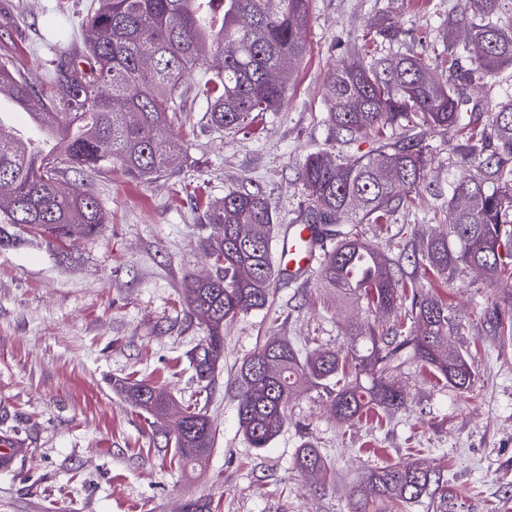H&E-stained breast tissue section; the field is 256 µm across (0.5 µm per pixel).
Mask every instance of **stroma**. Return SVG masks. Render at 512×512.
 Here are the masks:
<instances>
[{"mask_svg": "<svg viewBox=\"0 0 512 512\" xmlns=\"http://www.w3.org/2000/svg\"><path fill=\"white\" fill-rule=\"evenodd\" d=\"M91 0H0L10 15L0 48L10 49L27 77L43 85L55 53L80 54L61 36L63 19L79 23ZM462 0H309L306 54L277 112L259 115L253 130L216 132L201 105L183 114L178 133L183 169L148 185L118 170L65 172L62 184H83L108 212L90 237L58 242L9 225L14 241L0 246V433L27 451L0 472V512H182L194 499L213 512H349L353 481L364 471L418 460L443 470L448 497L424 496L408 512H512V340L488 318L512 306V280H491L459 267L438 288L465 329L452 336L475 370L469 390L437 382L413 366L396 384L405 408L369 411L340 423L322 389L293 396L287 422L268 448H251L238 429L241 361L266 341L341 351L346 326L368 316L366 304L336 301L317 276L278 275L269 307L241 315L224 329V360L211 384L198 382L191 353L204 332L183 311L187 275L209 271L207 237L197 200L231 188L260 189L277 231L298 223L305 197L298 179L307 155L363 154L371 138L345 146L326 120L329 73L369 38L385 15L402 31L400 50L440 45L442 24ZM512 91V66L475 73L465 89L477 105L467 118L489 128L491 110ZM428 178L412 205L390 224L364 225L366 242L413 274L414 252L448 228V189L459 177L468 143L457 130L428 129ZM145 378L177 406L207 403L215 429L211 454L189 470L173 461L165 415L146 421L112 388ZM326 460L328 476L294 464L304 445Z\"/></svg>", "mask_w": 512, "mask_h": 512, "instance_id": "1", "label": "stroma"}]
</instances>
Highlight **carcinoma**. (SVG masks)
I'll use <instances>...</instances> for the list:
<instances>
[{
	"mask_svg": "<svg viewBox=\"0 0 512 512\" xmlns=\"http://www.w3.org/2000/svg\"><path fill=\"white\" fill-rule=\"evenodd\" d=\"M502 0H464L448 21L443 51L448 80L437 72L432 53L394 50L399 29L385 17L370 33L389 51L355 54L325 84L329 121L355 141L377 137L369 153L333 159L307 156L300 179L307 200L304 224L335 227L337 243L326 251L318 277L344 302L362 300L374 315L390 317L410 304L413 326L390 335L378 321L349 325L344 354L320 347L301 352L273 340L240 364L237 382L239 429L252 448H267L287 421V408L302 387L323 388L340 423L371 408L387 414L406 404L392 379L406 364H419L457 390L470 388L475 371L468 356L448 343L464 330L447 300L429 295L416 280L404 282L384 253L364 242L360 225L387 224L426 180L431 155L422 146L424 127L469 130L463 86L473 74H492L512 65V26L499 23ZM308 0H94L85 21V60L59 56L49 61V91L22 74L14 58L0 54V89L20 102L32 123L19 134L0 129V223L28 227L60 239L89 236L109 223L98 200L80 186L63 187L60 174L118 168L138 183L171 173L184 158L174 133L183 111V88L207 64L199 96L208 124L218 131L249 128L256 114L285 103L296 66L306 54ZM496 169L477 177L466 170L448 193V230L423 244L416 267L449 278L460 265L490 279H512V98L493 113ZM405 130L393 138L386 131ZM464 166L489 165L486 137L470 130ZM203 220L213 229L209 254L221 262L208 280L185 277L187 315L206 331L193 354L197 378L213 380L224 357V325L269 306L274 270V216L258 189H231L209 205ZM240 224L259 234L239 239ZM134 408L160 416L173 399L146 381L114 383ZM185 420L164 432L177 461L195 468L210 456L215 432L205 407L184 408ZM296 467L327 474L318 449L306 445ZM445 498L440 474L416 461L369 471L351 486L350 512H370L379 499L400 509L430 488Z\"/></svg>",
	"mask_w": 512,
	"mask_h": 512,
	"instance_id": "cac0c4a2",
	"label": "carcinoma"
}]
</instances>
